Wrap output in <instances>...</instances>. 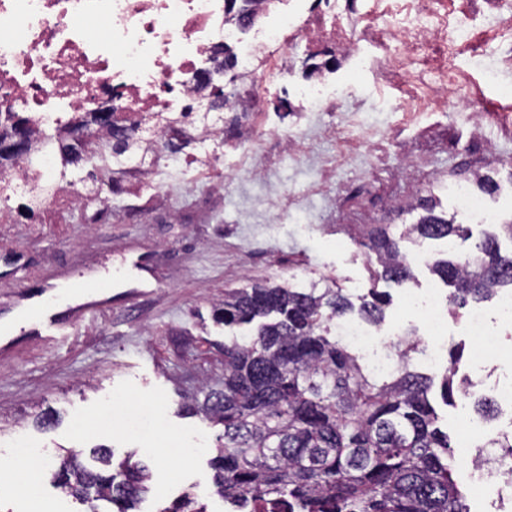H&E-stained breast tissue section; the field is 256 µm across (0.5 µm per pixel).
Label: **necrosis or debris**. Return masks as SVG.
<instances>
[{"mask_svg":"<svg viewBox=\"0 0 512 512\" xmlns=\"http://www.w3.org/2000/svg\"><path fill=\"white\" fill-rule=\"evenodd\" d=\"M473 16L449 0H0V113L22 114L40 132L62 133L73 117L111 103L112 120L129 128L138 152H112L105 132L88 142L92 168L144 173V187L165 197L170 182L196 172L214 177L225 145L241 152V165L257 176L273 163L250 142L265 125L267 92L278 84L281 110L336 109V68L372 70L377 80L396 76L408 89L380 106L412 119L454 104L480 115L456 59ZM103 34H96L95 25ZM442 48L446 62L430 80L426 52ZM210 75L201 86L202 75ZM300 75L289 87V75ZM224 109H207L208 97ZM192 144L191 152L176 144ZM40 167L0 173V208L22 192L43 204V183L71 201L86 199L82 180L62 179L55 153L40 148ZM336 333L369 358L372 370H393V354L380 347L369 324L336 323ZM480 450L467 459L470 484L512 512V455L494 445L504 432L467 422Z\"/></svg>","mask_w":512,"mask_h":512,"instance_id":"4bbe7bcc","label":"necrosis or debris"}]
</instances>
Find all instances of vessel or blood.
<instances>
[{
    "label": "vessel or blood",
    "mask_w": 512,
    "mask_h": 512,
    "mask_svg": "<svg viewBox=\"0 0 512 512\" xmlns=\"http://www.w3.org/2000/svg\"><path fill=\"white\" fill-rule=\"evenodd\" d=\"M150 266L145 257L133 251L126 252L117 270L95 274L76 272L70 275L51 273L43 292L44 303L36 304L27 297H19L21 323L35 339L55 346L71 337L80 322L99 316L105 306L104 296L116 277L133 276L137 285L131 290L134 298L153 294L158 282L149 278Z\"/></svg>",
    "instance_id": "1"
}]
</instances>
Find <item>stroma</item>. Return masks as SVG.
I'll return each mask as SVG.
<instances>
[{"label":"stroma","mask_w":512,"mask_h":512,"mask_svg":"<svg viewBox=\"0 0 512 512\" xmlns=\"http://www.w3.org/2000/svg\"><path fill=\"white\" fill-rule=\"evenodd\" d=\"M462 66L488 97L512 89V68L497 66L494 57ZM337 76L339 105L356 108L357 129L367 136L366 145L340 165H322L341 151L320 135L332 113L271 112L268 124L294 126L303 148L285 155L277 137L262 136L259 150L278 160L268 177L240 170L237 151L228 148L224 169L230 177L220 193L189 178L156 205L141 178L130 175L101 224L88 222L84 209L60 204L28 217L17 200L0 216V253H12L23 266L20 280L0 279V322L14 316L17 291L38 292L47 272L101 261L113 266L128 250L146 256L161 283L135 303L128 299L130 281L116 284L101 317L78 325L65 346L12 337L9 354L0 356V462L13 458L20 435L44 449L47 459L34 473L42 496L0 487V512H79L73 498L50 485L51 472L62 450L98 445L136 453L152 468L154 490L139 512H160L187 492L208 512H226L212 493L209 467L222 429L182 410L203 385L224 378V341L232 331L216 321L214 304L226 289L255 283L306 288L328 280L354 299L375 285L391 295L382 324L386 339L409 329L427 340L421 314L405 303L404 291L422 296L441 288V281L420 265L407 285L373 282L378 264L364 243L376 227L397 234L416 223L427 195L456 214L451 188L476 170L491 172L498 183L484 197L488 208L512 218V128L488 119L476 124L460 108L406 121L401 113L374 110L390 88L369 72L344 68ZM477 341L451 327L438 342L440 364L430 365L421 348L412 353L411 367L443 372L450 350L463 347L460 374L483 377L481 392L490 394L492 382L512 380V359L475 369ZM112 401L123 404L126 415H145L143 427L100 423ZM45 412L55 414L56 423L36 427L35 418Z\"/></svg>","instance_id":"obj_1"}]
</instances>
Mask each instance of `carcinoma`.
Returning a JSON list of instances; mask_svg holds the SVG:
<instances>
[{
  "label": "carcinoma",
  "instance_id": "cac0c4a2",
  "mask_svg": "<svg viewBox=\"0 0 512 512\" xmlns=\"http://www.w3.org/2000/svg\"><path fill=\"white\" fill-rule=\"evenodd\" d=\"M106 118L85 112L77 127H102ZM395 237L385 228L369 237L368 249L379 269L374 280L411 279L402 242L452 240L463 227L432 206ZM431 271L453 288L447 299L455 313L499 288H512V252L502 254L498 235L475 244V262L447 255L433 259ZM359 304L336 285L290 288L256 285L224 292L217 308L224 325L257 323L253 337L224 343V383L206 386L190 411L224 427V442L209 461L214 494L241 512L253 501L262 512H469L452 479L448 433L428 392L434 378L409 369L418 348L411 333L400 338L399 365L376 379L332 327L352 311L374 324L384 321L386 294L373 287ZM459 358L450 355L442 376L445 402L454 394L470 398L454 384ZM86 465L79 453L60 456L54 484L85 506L84 512H135L153 490V473L112 448L90 450ZM160 512H206L185 497Z\"/></svg>",
  "mask_w": 512,
  "mask_h": 512
}]
</instances>
